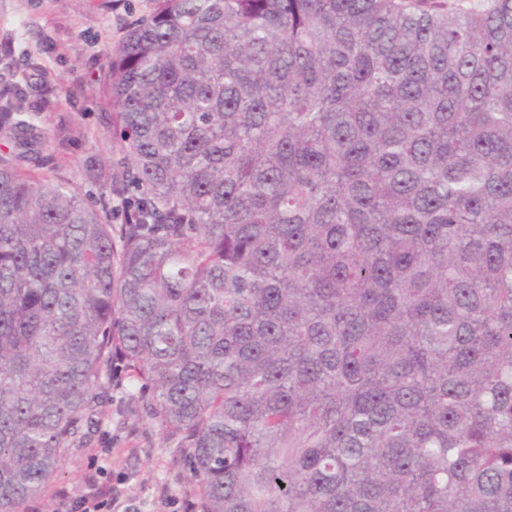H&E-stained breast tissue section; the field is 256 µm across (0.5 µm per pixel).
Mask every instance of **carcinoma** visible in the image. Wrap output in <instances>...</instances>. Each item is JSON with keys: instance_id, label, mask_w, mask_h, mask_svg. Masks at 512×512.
Returning <instances> with one entry per match:
<instances>
[{"instance_id": "obj_1", "label": "carcinoma", "mask_w": 512, "mask_h": 512, "mask_svg": "<svg viewBox=\"0 0 512 512\" xmlns=\"http://www.w3.org/2000/svg\"><path fill=\"white\" fill-rule=\"evenodd\" d=\"M152 2L97 205L0 79V512L114 361L203 512H512V0Z\"/></svg>"}]
</instances>
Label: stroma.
<instances>
[{"instance_id": "obj_1", "label": "stroma", "mask_w": 512, "mask_h": 512, "mask_svg": "<svg viewBox=\"0 0 512 512\" xmlns=\"http://www.w3.org/2000/svg\"><path fill=\"white\" fill-rule=\"evenodd\" d=\"M151 7V0H0V47L10 50L0 70H11L26 91L24 111L37 113L52 135L62 134L63 118L80 117V135L51 144L46 165L93 200L104 189L112 157L99 75L130 24ZM40 72L55 88L52 105L42 113L30 89ZM97 484L117 489L120 512H200L198 485L118 366L98 425L64 456L44 492L23 512H76L77 501Z\"/></svg>"}]
</instances>
